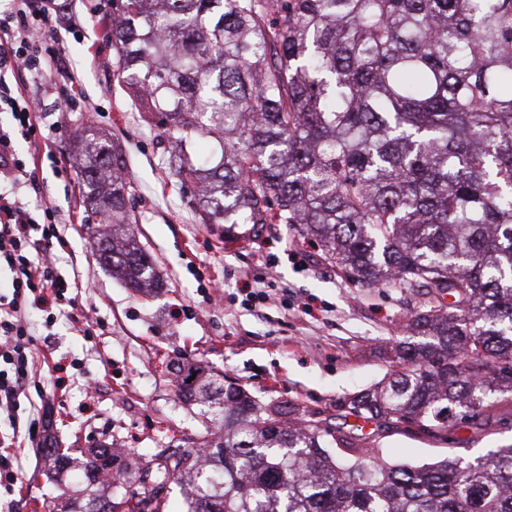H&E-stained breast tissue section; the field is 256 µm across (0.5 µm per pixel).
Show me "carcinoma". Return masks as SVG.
<instances>
[{
    "label": "carcinoma",
    "mask_w": 512,
    "mask_h": 512,
    "mask_svg": "<svg viewBox=\"0 0 512 512\" xmlns=\"http://www.w3.org/2000/svg\"><path fill=\"white\" fill-rule=\"evenodd\" d=\"M112 50L203 223L286 224L415 310L396 369L347 402L372 432L192 365L178 396L217 412L202 452L143 464L150 497L131 504L104 494L125 468L100 444L49 512H161L184 478L185 512H512V444L421 467L379 445L409 423L443 437L512 392V0H112ZM76 145L99 260L156 287L122 153L96 132Z\"/></svg>",
    "instance_id": "cac0c4a2"
}]
</instances>
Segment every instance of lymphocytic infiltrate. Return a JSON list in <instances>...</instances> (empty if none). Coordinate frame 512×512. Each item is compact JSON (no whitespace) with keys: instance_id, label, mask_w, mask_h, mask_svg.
Segmentation results:
<instances>
[{"instance_id":"f902f5d3","label":"lymphocytic infiltrate","mask_w":512,"mask_h":512,"mask_svg":"<svg viewBox=\"0 0 512 512\" xmlns=\"http://www.w3.org/2000/svg\"><path fill=\"white\" fill-rule=\"evenodd\" d=\"M58 0H11L0 11V112L11 115L9 126H0V181L17 186L35 183L34 170L14 150L16 140L29 143L34 153L47 150L50 140L38 135L35 102L14 92L8 76L24 73L71 78L50 15L59 13ZM52 206L33 213L20 195H0V268L11 274V291L0 294V415L15 416L19 397L38 358L25 317L28 302L48 310L45 327H52L63 307L71 305L70 284L52 266L66 240L57 228Z\"/></svg>"}]
</instances>
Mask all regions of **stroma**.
I'll use <instances>...</instances> for the list:
<instances>
[{"mask_svg": "<svg viewBox=\"0 0 512 512\" xmlns=\"http://www.w3.org/2000/svg\"><path fill=\"white\" fill-rule=\"evenodd\" d=\"M82 26L59 37L73 81L27 79L20 88L43 102L36 121L57 125L53 160H41L36 184L24 187L31 204L57 206L68 245L57 269L76 286L52 337L34 326L35 351L66 367L64 386L41 374L27 384L20 417L41 420L22 440L20 480L0 490V512H39L58 493L44 474V441L80 453L106 441L140 462L186 449L211 415L208 406L181 400L175 362L198 364L276 401L354 424L349 398L378 382L393 367L391 340L403 338L410 308L391 288H363L295 238L287 225L267 224L253 237L228 243L224 227L203 224L193 188L168 170L170 145L131 105L112 73V44L102 36L111 0H67ZM92 129L120 141L133 181L128 206L133 231L153 259L161 288L143 296L100 264L84 222L82 186L73 141ZM219 282V296L204 300ZM287 285L249 308L247 290ZM96 334L80 335L81 320ZM512 442V428L485 429L461 421L447 437L391 432L380 443L401 463L421 466L459 456L471 461Z\"/></svg>", "mask_w": 512, "mask_h": 512, "instance_id": "35a3bbf8", "label": "stroma"}]
</instances>
